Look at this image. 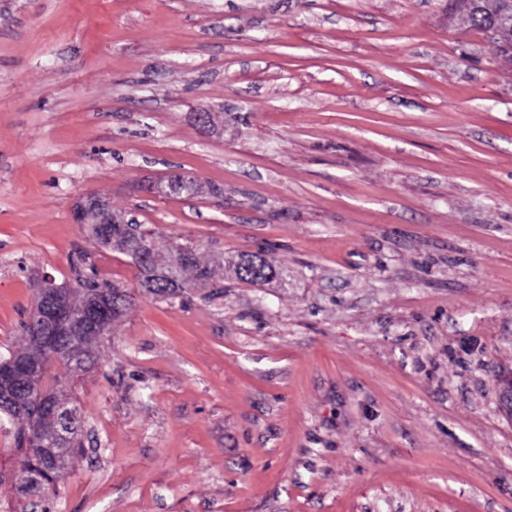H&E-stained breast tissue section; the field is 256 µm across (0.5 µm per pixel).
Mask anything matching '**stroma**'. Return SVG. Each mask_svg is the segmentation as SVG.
Masks as SVG:
<instances>
[{
	"label": "stroma",
	"instance_id": "35a3bbf8",
	"mask_svg": "<svg viewBox=\"0 0 512 512\" xmlns=\"http://www.w3.org/2000/svg\"><path fill=\"white\" fill-rule=\"evenodd\" d=\"M89 193L225 268L152 296ZM85 263L132 304L50 369L46 512H512V64L448 0H0V356ZM28 453L0 428V512ZM89 208H94L100 213L99 224H130L129 221H127L126 217L124 220L122 217L118 219L114 216L112 211V202L109 199L98 198L95 200H90L86 196L81 197L79 201L76 202L73 208V216L76 223L84 224L83 215L84 212ZM99 224H95L93 216H88V221L85 224V229L88 232V234L93 239H95L100 245L109 248L115 246L118 249L122 250L125 254H127L132 259L133 263L136 265L139 271V275L142 276V278H144V281H146L145 276L147 268L141 263V261L133 259V257L129 255V239L124 236H117L105 240L98 234L97 225ZM235 276L247 284H264L276 278L275 266L259 254H244L235 264Z\"/></svg>",
	"mask_w": 512,
	"mask_h": 512
}]
</instances>
